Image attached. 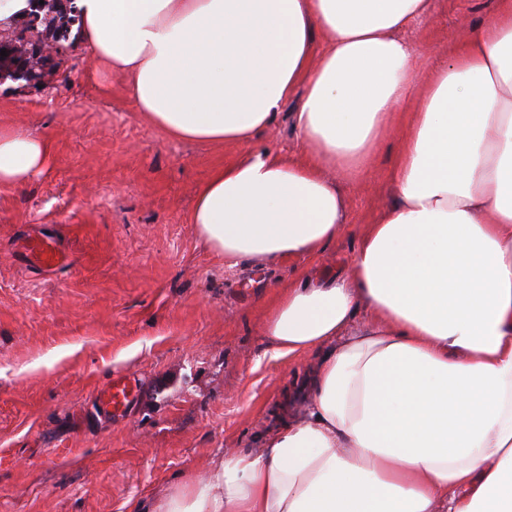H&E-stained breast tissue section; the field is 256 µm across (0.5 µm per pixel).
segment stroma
Returning a JSON list of instances; mask_svg holds the SVG:
<instances>
[{"label":"stroma","mask_w":512,"mask_h":512,"mask_svg":"<svg viewBox=\"0 0 512 512\" xmlns=\"http://www.w3.org/2000/svg\"><path fill=\"white\" fill-rule=\"evenodd\" d=\"M403 37L426 68L448 56L497 0H430ZM285 103L254 146L303 150ZM0 126L52 140L55 156L0 188V512H134L181 476L205 477L217 451L260 448L288 411L313 356L273 359L264 335L275 297L298 280L345 275L367 224L389 204L404 110L361 176L343 180L341 231L314 258L228 268L190 222L196 191L240 148L175 142L137 112L124 80L69 48L41 85L0 80ZM54 239L47 271L24 254ZM136 379L131 410L99 395Z\"/></svg>","instance_id":"stroma-1"}]
</instances>
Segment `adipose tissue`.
<instances>
[{
    "label": "adipose tissue",
    "mask_w": 512,
    "mask_h": 512,
    "mask_svg": "<svg viewBox=\"0 0 512 512\" xmlns=\"http://www.w3.org/2000/svg\"><path fill=\"white\" fill-rule=\"evenodd\" d=\"M78 43L175 141L235 144L190 221L229 266L314 257L397 108L396 196L348 274L289 288L274 358L318 352L304 405L138 512H512V0L428 71L427 0H74ZM306 155L253 148L283 103ZM50 139L0 127V187ZM367 321L355 325L359 312Z\"/></svg>",
    "instance_id": "1"
}]
</instances>
